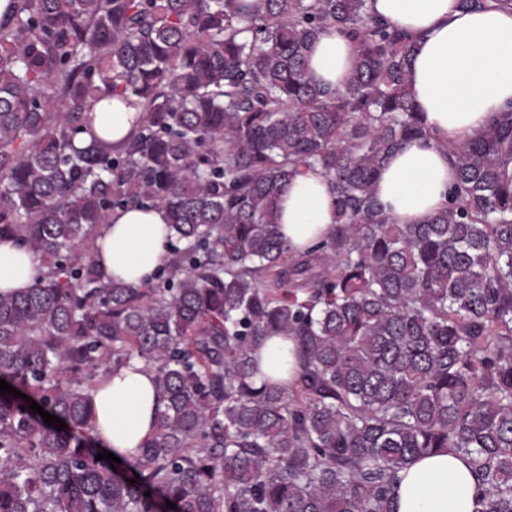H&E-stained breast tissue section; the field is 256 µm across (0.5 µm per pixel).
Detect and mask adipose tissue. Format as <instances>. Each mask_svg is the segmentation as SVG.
Segmentation results:
<instances>
[{
  "label": "adipose tissue",
  "mask_w": 512,
  "mask_h": 512,
  "mask_svg": "<svg viewBox=\"0 0 512 512\" xmlns=\"http://www.w3.org/2000/svg\"><path fill=\"white\" fill-rule=\"evenodd\" d=\"M373 15L416 39L409 81L416 106L434 140L402 143L384 162L375 196L402 224L428 222L448 202L456 171L449 144L463 143L504 109L512 108V9L464 7L461 0H369ZM356 48L345 36H320L308 56V75L340 89L347 83ZM95 130L112 142L130 135L141 118L135 107L113 100L96 106ZM279 230L291 255L306 252L335 226L336 206L320 168L296 174L280 196ZM173 231L163 210L112 211L96 237L91 258L109 278L134 288L152 282L165 265ZM41 272L37 256L0 241V292L22 293ZM295 347L275 336L252 353L256 384L294 381L298 367L286 356ZM90 397L96 450L133 459L155 432L164 396L154 371L132 357L110 369ZM476 481L467 458L441 451L415 459L399 473L394 512H476Z\"/></svg>",
  "instance_id": "1"
}]
</instances>
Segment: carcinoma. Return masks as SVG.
Returning <instances> with one entry per match:
<instances>
[{
	"label": "carcinoma",
	"instance_id": "1",
	"mask_svg": "<svg viewBox=\"0 0 512 512\" xmlns=\"http://www.w3.org/2000/svg\"><path fill=\"white\" fill-rule=\"evenodd\" d=\"M334 29L357 48L342 89L307 75ZM414 48L368 0H9L0 239L45 271L0 292V379L30 397L0 395V512H392L398 473L444 449L470 459L479 512H512V110L448 148L443 210L397 223L373 187L429 137ZM114 97L142 112L118 147L92 129ZM315 166L336 228L293 258L278 199ZM130 205L176 237L144 288L89 257ZM267 336L295 342L290 387L252 381ZM133 355L165 404L112 468L89 390Z\"/></svg>",
	"mask_w": 512,
	"mask_h": 512
}]
</instances>
